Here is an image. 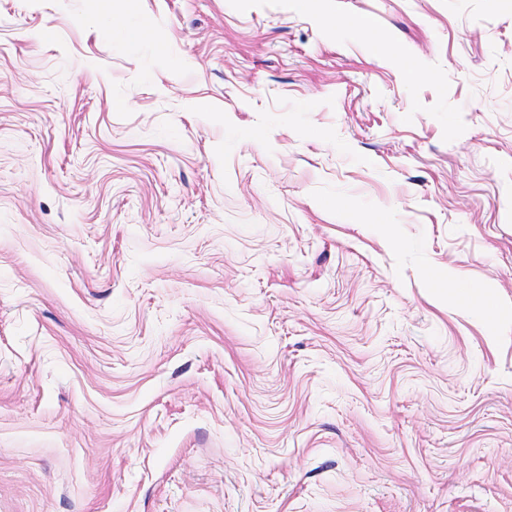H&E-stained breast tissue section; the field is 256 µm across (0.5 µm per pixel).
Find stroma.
<instances>
[{"label": "stroma", "instance_id": "obj_1", "mask_svg": "<svg viewBox=\"0 0 512 512\" xmlns=\"http://www.w3.org/2000/svg\"><path fill=\"white\" fill-rule=\"evenodd\" d=\"M0 512H512V0H0Z\"/></svg>", "mask_w": 512, "mask_h": 512}]
</instances>
